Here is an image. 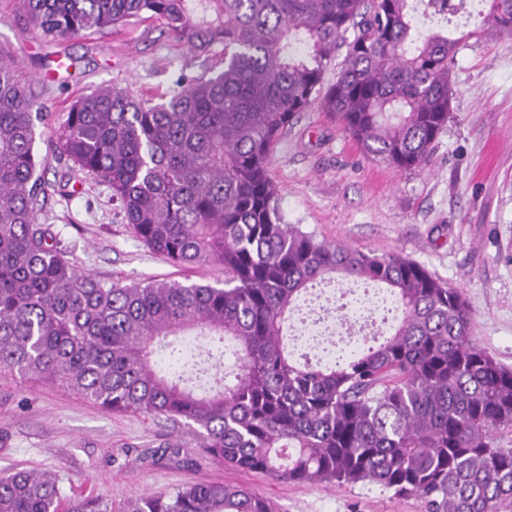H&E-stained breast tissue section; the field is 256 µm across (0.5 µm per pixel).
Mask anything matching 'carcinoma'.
Returning a JSON list of instances; mask_svg holds the SVG:
<instances>
[{
    "label": "carcinoma",
    "mask_w": 512,
    "mask_h": 512,
    "mask_svg": "<svg viewBox=\"0 0 512 512\" xmlns=\"http://www.w3.org/2000/svg\"><path fill=\"white\" fill-rule=\"evenodd\" d=\"M479 28L512 35V0H483ZM44 35L164 25L222 67L170 98L118 84L73 100L50 129L55 157L107 184L132 235L224 282L121 285L81 274L50 224L36 150L44 118L0 61V369L66 385L110 412L185 424L229 467L294 483L368 482L423 512H512V369L474 340L462 293L398 253L366 254L287 224L270 176L274 147L314 103L371 158L429 162L452 118L465 0H19ZM336 80L325 82L333 60ZM383 284L390 333L333 365L295 354L286 331L325 281ZM180 336L225 345L202 353ZM179 368L160 370L157 350ZM0 512H112L62 497L47 473L0 477ZM122 512H273L244 485L195 482L132 497Z\"/></svg>",
    "instance_id": "1"
}]
</instances>
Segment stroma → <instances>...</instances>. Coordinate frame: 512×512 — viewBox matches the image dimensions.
Segmentation results:
<instances>
[{
	"label": "stroma",
	"instance_id": "35a3bbf8",
	"mask_svg": "<svg viewBox=\"0 0 512 512\" xmlns=\"http://www.w3.org/2000/svg\"><path fill=\"white\" fill-rule=\"evenodd\" d=\"M14 61L49 122L68 99L118 83L157 98L180 74L220 64L175 43L156 21L117 35L42 36L15 0H0V55ZM453 119L430 163L400 170L364 155L319 105L300 113L279 140L271 166L287 223L317 239L366 253L397 251L460 289L479 346L512 368V36L484 34L459 51ZM48 157L49 199L39 217L85 274L129 284L223 279L217 267L186 269L150 253L131 234L109 189ZM71 198L57 192L60 184ZM56 474L63 491L103 495L122 512L136 494L199 481L250 487L276 512H422L415 498L369 483H292L234 470L202 452L190 428L161 416L112 413L76 391L35 376L0 372V473Z\"/></svg>",
	"mask_w": 512,
	"mask_h": 512
}]
</instances>
